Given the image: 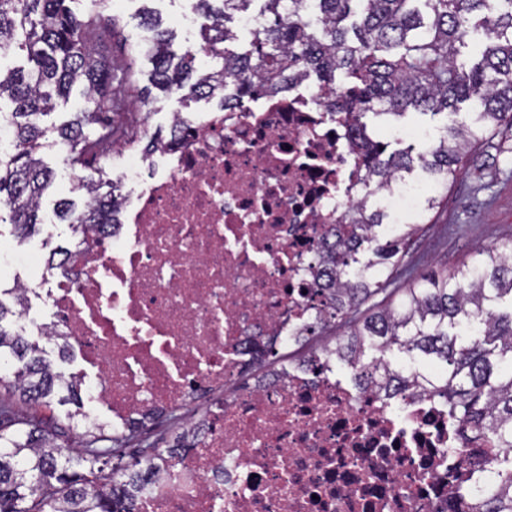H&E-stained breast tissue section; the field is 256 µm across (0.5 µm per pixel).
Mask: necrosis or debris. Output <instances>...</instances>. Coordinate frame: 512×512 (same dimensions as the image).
Segmentation results:
<instances>
[{
  "label": "necrosis or debris",
  "mask_w": 512,
  "mask_h": 512,
  "mask_svg": "<svg viewBox=\"0 0 512 512\" xmlns=\"http://www.w3.org/2000/svg\"><path fill=\"white\" fill-rule=\"evenodd\" d=\"M106 163L116 226L87 230L68 277L18 281L50 313L37 336L95 369L112 429L206 400L150 463L134 512H449L483 497L447 404L384 394L309 346L329 301L322 245L359 197L357 131L307 80L170 118Z\"/></svg>",
  "instance_id": "necrosis-or-debris-1"
}]
</instances>
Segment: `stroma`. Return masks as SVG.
Masks as SVG:
<instances>
[{
	"instance_id": "35a3bbf8",
	"label": "stroma",
	"mask_w": 512,
	"mask_h": 512,
	"mask_svg": "<svg viewBox=\"0 0 512 512\" xmlns=\"http://www.w3.org/2000/svg\"><path fill=\"white\" fill-rule=\"evenodd\" d=\"M142 0H112L111 11L123 18L125 26L119 37L107 40L106 47L114 57L135 56L134 81L140 91L148 92L149 115L144 123L151 133H168L171 113L190 109L198 111L200 103L183 106L177 95H167L151 88L146 73L148 60L139 56L137 45L147 36L139 26L136 14ZM370 130L383 140H389L391 149L405 148L402 140H390L394 126L419 128L439 138L447 123L445 115L413 114L394 122L384 115L366 117ZM66 151L56 145L44 150V161L55 172V180L43 204V228L39 235L26 244L27 255H18V245L9 222H0V291L12 287L15 281L31 277L50 280L59 278L58 270L48 269L50 253L59 247H75L77 238L68 223L60 221L54 212V201L69 195L71 184L65 176ZM408 181L423 185L427 194L438 195L439 208L423 217L424 232L412 242L404 261L417 273L440 272L472 261L480 246L512 242V123H501L491 135L489 144L474 147L466 157L457 178L448 185L436 184L421 169H414Z\"/></svg>"
}]
</instances>
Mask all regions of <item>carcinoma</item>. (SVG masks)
<instances>
[{
	"instance_id": "carcinoma-1",
	"label": "carcinoma",
	"mask_w": 512,
	"mask_h": 512,
	"mask_svg": "<svg viewBox=\"0 0 512 512\" xmlns=\"http://www.w3.org/2000/svg\"><path fill=\"white\" fill-rule=\"evenodd\" d=\"M67 0H0V45L22 53L26 65L0 69V101L11 112L13 151L0 153V213L8 214L23 241L41 231L40 211L53 171L41 153L53 143L67 147L66 163L88 172L80 200H55L59 217L79 232L82 224H112L118 183L101 192L99 163L112 148L135 145L136 112L149 98L134 90L136 60H117L91 48L92 38L121 33L123 20L101 13L78 15ZM202 19L199 49L173 50L171 28L146 10L140 24L149 32L148 81L183 100L224 102L226 84L251 94L276 91L290 78L314 80L335 97L336 111L360 129L358 165L365 170L356 218L337 229V241L324 253L335 288L333 313L317 334L339 323L346 336L336 343L337 359L359 365L380 388L428 393L448 403L450 418L474 439L486 435L512 452V254L509 248L481 247L475 259L437 276H415L403 265L405 249L421 231L404 224L399 235L360 262L359 249L373 240L383 215L372 208L373 194L403 178L414 166L439 183L455 178L471 149L512 112V0H313L323 19L316 35L299 18L303 0H195ZM262 4L272 18L244 53L228 50L237 39L236 20ZM482 31L486 43L471 67L458 63L466 30ZM215 61L196 66L198 55ZM347 81L336 82V72ZM79 91L74 118L52 128L39 124ZM473 101L469 120L446 125L426 151L386 153L363 121L369 112L402 117L413 110L455 114ZM24 312L0 299V360L12 362L13 377L0 374V512H131L134 491L145 475L119 480L124 449L133 430L114 435L103 424L82 426L84 414L68 413L69 429H82L64 446L65 432L44 430L33 415L22 416L17 402L77 403V387L40 355L26 337L3 322ZM398 350L435 358L440 373L400 368L385 359ZM118 463H112V459ZM465 512H512V456L499 470L486 496Z\"/></svg>"
}]
</instances>
